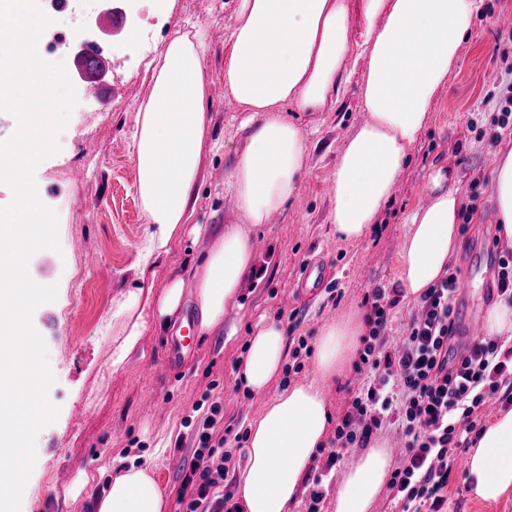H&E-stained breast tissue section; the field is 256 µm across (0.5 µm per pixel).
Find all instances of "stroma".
Wrapping results in <instances>:
<instances>
[{
	"label": "stroma",
	"instance_id": "obj_1",
	"mask_svg": "<svg viewBox=\"0 0 512 512\" xmlns=\"http://www.w3.org/2000/svg\"><path fill=\"white\" fill-rule=\"evenodd\" d=\"M112 12L123 15L126 28L146 30L149 38L136 47L96 28L94 40L107 55H127L109 74L114 90L102 103L78 92L75 112L56 135L57 152L34 169L35 187L57 216L60 248L38 250L29 260L32 282L57 288L54 300L34 309L31 324L46 345L54 377L47 398L59 414L35 437V462L19 512H91L95 496L112 482L113 467L129 462L153 467L170 499H177L184 471L198 463L195 429L206 407L219 403L225 423L244 428L262 409L263 398L248 394L236 378L261 318L282 324L287 346L303 339L312 347L323 324L348 312L367 313L365 297L372 288L398 285L405 220L418 200L427 198L433 166L449 168L463 205L476 207L471 221L461 226L459 247L448 264L460 272L456 320H484L496 300L486 281L496 275L498 259L508 250L497 238L490 185L494 153L512 138V130L498 125L505 74L512 68V27L495 23L512 15V0H481L378 231L354 242L333 236V200L323 188L333 180L340 146L368 119L361 98L365 62L347 65L349 78L339 98L322 110L287 108L288 120L299 124L308 147L299 192L282 212L255 227L239 210L228 181L243 136V115L224 89L235 0H174L166 12L156 11L153 0H94L89 15L96 19ZM188 20L202 27L209 46V110L212 132L222 145L219 153L200 160L195 218L202 224L246 227L250 239L264 240L267 251L248 278L241 307L228 310L222 329L196 333V306L192 295H185L178 328H148L137 351L116 368L112 354L122 336L115 314L128 291L141 290L143 315L151 317L170 283L187 276L212 245L205 236L184 239L153 276H140L135 267L137 247L149 226L135 192L131 112L150 92L149 63ZM76 169L83 170V179H73ZM92 256L97 259L93 265L88 262ZM308 264L318 270L320 281L310 302L296 288ZM190 334L197 337L195 348L178 369H169L165 347ZM150 361L155 373L146 378L142 368ZM148 391L163 400V412L142 405ZM62 467L72 475L82 469L93 474L81 503L71 504L65 486L57 484L55 473ZM444 496L442 512H512V494L495 503L477 501L457 469L448 477Z\"/></svg>",
	"mask_w": 512,
	"mask_h": 512
}]
</instances>
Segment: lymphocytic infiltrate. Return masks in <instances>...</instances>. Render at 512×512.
Segmentation results:
<instances>
[{
	"instance_id": "lymphocytic-infiltrate-1",
	"label": "lymphocytic infiltrate",
	"mask_w": 512,
	"mask_h": 512,
	"mask_svg": "<svg viewBox=\"0 0 512 512\" xmlns=\"http://www.w3.org/2000/svg\"><path fill=\"white\" fill-rule=\"evenodd\" d=\"M458 276L449 273L419 297L404 336L390 341L391 313L398 303L385 287L372 288L365 320L370 335L355 366L364 382L336 426V448L327 456L334 467L344 453L364 448L383 423L397 425L408 443L403 465L390 488L402 512H441L443 491L459 453L474 444L478 412L487 403L512 407V345L503 337H479L466 355L452 359L448 340L456 333L452 301ZM211 405L196 432L197 457L215 465L189 471L185 512H238L224 492L226 437H215L222 418Z\"/></svg>"
}]
</instances>
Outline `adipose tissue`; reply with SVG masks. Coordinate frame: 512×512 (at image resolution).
I'll use <instances>...</instances> for the list:
<instances>
[{
	"label": "adipose tissue",
	"instance_id": "obj_1",
	"mask_svg": "<svg viewBox=\"0 0 512 512\" xmlns=\"http://www.w3.org/2000/svg\"><path fill=\"white\" fill-rule=\"evenodd\" d=\"M363 30L350 41L348 0H236L224 88L244 112L246 133L229 174L237 204L252 225L267 223L297 196L307 153L305 137L284 115L321 110L337 95L350 58L365 60L362 101L369 114L341 146L333 175L330 220L340 241L369 235L399 185L411 147L458 58L478 0H361ZM207 58L199 28L175 31L151 64V92L137 107L131 137L136 191L150 229L137 269L159 266L183 235L200 237L209 227L193 223L203 153L220 150L207 110ZM429 200L408 218L399 245L404 295L419 298L448 272L460 241L462 199L452 172L428 176ZM492 198L500 238L512 245V147L494 154ZM195 266L190 280L175 279L153 321L138 314L140 290H130L119 315L123 341L112 354L120 366L149 324L169 326L185 294H192L198 327L213 332L238 307L257 254L245 229L229 224ZM366 324L354 313L319 330L315 377L280 390L272 385L286 359L285 335L273 319L261 320L238 365L245 390L264 397L248 428L245 464L237 478L241 512H291L331 423L327 387L355 358ZM386 441H375L346 469L334 491V512H372L391 468ZM471 494L485 503L512 493V410L497 414L467 455ZM95 512H170L154 471L132 465L117 470Z\"/></svg>",
	"mask_w": 512,
	"mask_h": 512
}]
</instances>
